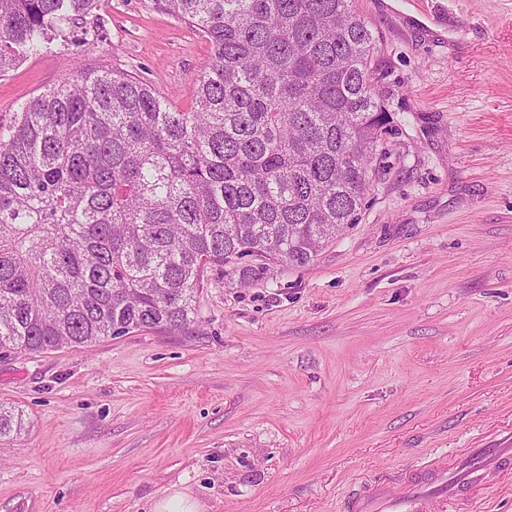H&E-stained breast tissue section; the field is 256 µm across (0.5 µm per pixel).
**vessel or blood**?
<instances>
[{
	"label": "vessel or blood",
	"instance_id": "vessel-or-blood-1",
	"mask_svg": "<svg viewBox=\"0 0 512 512\" xmlns=\"http://www.w3.org/2000/svg\"><path fill=\"white\" fill-rule=\"evenodd\" d=\"M512 462L511 448H467L454 460L437 458L401 475L405 494L398 495L388 481H379L348 497L346 512H438L439 508L468 500L493 484Z\"/></svg>",
	"mask_w": 512,
	"mask_h": 512
}]
</instances>
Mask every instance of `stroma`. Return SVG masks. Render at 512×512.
<instances>
[{"mask_svg":"<svg viewBox=\"0 0 512 512\" xmlns=\"http://www.w3.org/2000/svg\"><path fill=\"white\" fill-rule=\"evenodd\" d=\"M354 0L392 135L360 224L247 285L203 272L189 332L0 359V512H344L429 455L512 439V0ZM0 77V125L80 68L178 110L211 45L152 0ZM23 412L0 405V439L21 433L25 429ZM153 512H199L201 507L189 496L175 493L159 501Z\"/></svg>","mask_w":512,"mask_h":512,"instance_id":"stroma-1","label":"stroma"}]
</instances>
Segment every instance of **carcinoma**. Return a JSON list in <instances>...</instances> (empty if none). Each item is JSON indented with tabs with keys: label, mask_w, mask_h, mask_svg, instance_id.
Listing matches in <instances>:
<instances>
[{
	"label": "carcinoma",
	"mask_w": 512,
	"mask_h": 512,
	"mask_svg": "<svg viewBox=\"0 0 512 512\" xmlns=\"http://www.w3.org/2000/svg\"><path fill=\"white\" fill-rule=\"evenodd\" d=\"M212 46L190 112L109 67L0 126V358L194 324L204 270L305 266L361 221L390 134L352 0H153ZM100 0H0V77ZM25 429L0 405V439Z\"/></svg>",
	"instance_id": "carcinoma-1"
}]
</instances>
